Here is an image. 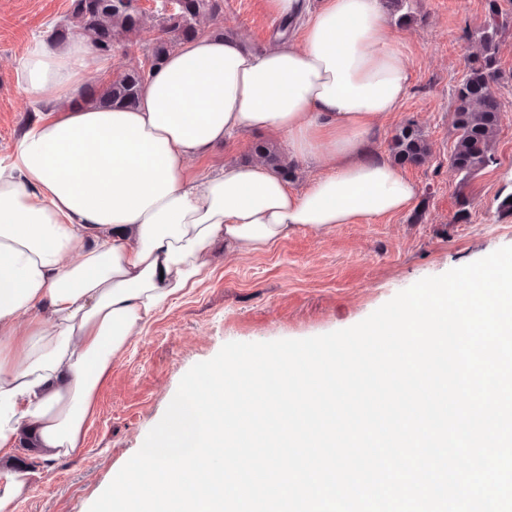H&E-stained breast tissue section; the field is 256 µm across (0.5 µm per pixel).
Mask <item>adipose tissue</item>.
Segmentation results:
<instances>
[{
    "label": "adipose tissue",
    "mask_w": 512,
    "mask_h": 512,
    "mask_svg": "<svg viewBox=\"0 0 512 512\" xmlns=\"http://www.w3.org/2000/svg\"><path fill=\"white\" fill-rule=\"evenodd\" d=\"M87 36L34 43L22 87L54 102L0 160V451L31 434L45 458L79 448L113 360L228 253L405 210L414 186L370 147L409 88L382 0H324L300 43L254 52L202 34L167 56L135 107L82 102ZM328 154L300 192L260 163L199 179L185 163L242 129Z\"/></svg>",
    "instance_id": "ef3b65f1"
}]
</instances>
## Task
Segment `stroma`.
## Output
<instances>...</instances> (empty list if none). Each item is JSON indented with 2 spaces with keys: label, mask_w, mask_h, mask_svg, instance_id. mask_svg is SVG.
<instances>
[{
  "label": "stroma",
  "mask_w": 512,
  "mask_h": 512,
  "mask_svg": "<svg viewBox=\"0 0 512 512\" xmlns=\"http://www.w3.org/2000/svg\"><path fill=\"white\" fill-rule=\"evenodd\" d=\"M202 32L223 28L246 46L279 45V18L266 0H221ZM70 0H0V158L9 156L24 132L44 115L43 101L27 94L18 64L35 40L64 25ZM410 22L388 17L391 33L405 41L410 88L396 111L379 123L372 147L388 155V142L405 122L416 121L431 145L422 166L402 172L416 189L409 209L328 231L300 230L274 247L243 255L216 250L211 273L176 298L127 344L99 388L96 414L79 449L69 458L45 461L41 450L16 446L11 459L37 477L16 512H89L113 476L140 449L163 417L183 375L210 360L228 342L304 339L361 322L399 291L512 245V213L497 209L512 192V30L500 45L503 120L495 161L461 183L449 155L455 139L451 94L476 51L470 36L483 25L487 0H405ZM156 33L145 29L121 41L112 74L144 65ZM278 149L285 142L268 132L240 131L233 142L188 162L199 177L249 157L254 143ZM469 219L453 223L459 200ZM424 210L423 223L413 221Z\"/></svg>",
  "instance_id": "1"
}]
</instances>
